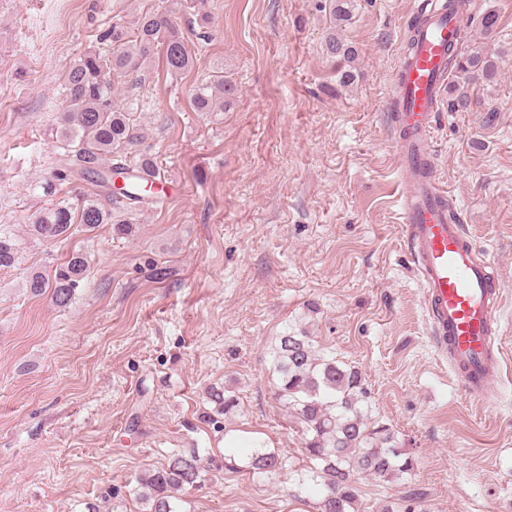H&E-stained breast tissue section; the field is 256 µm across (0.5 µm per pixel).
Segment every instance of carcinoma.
<instances>
[{
    "label": "carcinoma",
    "mask_w": 512,
    "mask_h": 512,
    "mask_svg": "<svg viewBox=\"0 0 512 512\" xmlns=\"http://www.w3.org/2000/svg\"><path fill=\"white\" fill-rule=\"evenodd\" d=\"M161 48L167 69L182 74L193 67L194 56L174 22L152 11L138 14L134 28L116 26L99 35L98 46L82 54L70 68L64 87L66 108L50 137L63 150L57 168L42 185L43 195L53 197L70 174H93L101 187L116 178L124 180L146 170L160 173L146 155H130L140 138L131 119L132 112L114 104V79L138 83L146 58ZM324 51L332 60L350 63L355 53L336 34H331ZM448 70L455 80L448 86V109H465L470 95L464 86L477 79L490 80L496 64L480 53H464L448 46ZM236 94L233 82L224 79V68L189 90L196 112H222ZM146 185L122 187L113 194L112 204L145 200ZM92 230L101 224L113 225L117 235H128L132 225L119 212L103 207L96 198L85 197L78 213L71 207L51 204L42 208L30 224V234L43 241L69 236L73 225ZM16 252L8 232L0 233V268L15 264ZM89 262L74 253L55 269L53 277L31 275L26 288L34 296L51 290L58 307L67 306L76 289L88 277ZM272 368L278 378V396L303 425L304 451L310 466L298 481L316 489L318 512H355L357 501L354 477L358 474L389 481L413 470V460L397 447L391 431L369 422L363 405L366 390L358 371L336 363V358L317 350L304 332L285 329L272 349ZM209 399L224 413L234 407V397L221 387H213ZM249 466L257 473H275L284 461L266 448H253ZM202 482L201 459L195 450L173 453L162 467L138 480L139 497L147 512H180L178 494Z\"/></svg>",
    "instance_id": "obj_1"
}]
</instances>
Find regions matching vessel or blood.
<instances>
[{
    "instance_id": "1",
    "label": "vessel or blood",
    "mask_w": 512,
    "mask_h": 512,
    "mask_svg": "<svg viewBox=\"0 0 512 512\" xmlns=\"http://www.w3.org/2000/svg\"><path fill=\"white\" fill-rule=\"evenodd\" d=\"M417 14L414 46L396 66L392 114L401 231L437 352L447 357L462 392L483 402L502 378L497 313L504 286L496 266L481 258L464 224L451 214L431 143L448 77L447 48L462 43L466 11L449 10L447 0H420Z\"/></svg>"
}]
</instances>
